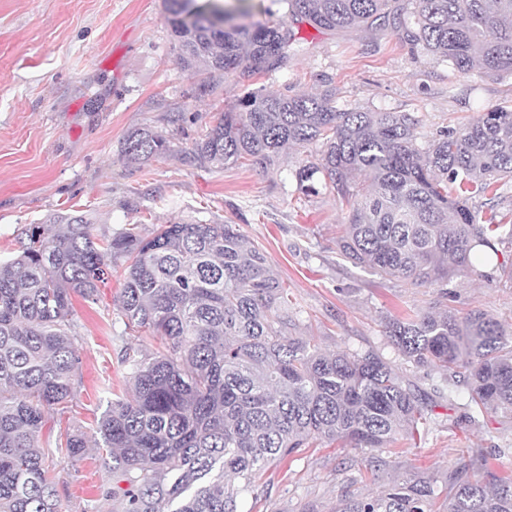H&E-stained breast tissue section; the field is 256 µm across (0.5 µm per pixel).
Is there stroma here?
Listing matches in <instances>:
<instances>
[{
  "label": "stroma",
  "instance_id": "1",
  "mask_svg": "<svg viewBox=\"0 0 512 512\" xmlns=\"http://www.w3.org/2000/svg\"><path fill=\"white\" fill-rule=\"evenodd\" d=\"M167 16L163 0H0V259L16 253L26 228L62 210L92 213L98 239L131 224L145 235L180 219L236 224L285 287L296 335L329 351L371 347L402 367L383 323L431 306L435 289L379 280L339 255L346 206L327 189L306 195L297 188L295 171L316 161V148H286L264 168L188 162L192 139L243 88L228 78L195 96L198 78L181 68ZM299 37L302 49L287 67L257 75L255 86L315 94L331 78L339 107L410 113L423 146L442 128L512 106V76L461 74L412 52L397 31L303 24ZM143 126L163 134L174 152L138 167L123 159L121 143ZM121 274L113 268L93 300L73 299L76 395L68 413L47 415L44 437H55L64 422L95 426L113 400L127 395L125 346L162 349L156 337L126 330L117 311ZM449 289L459 312L481 308L512 326V285L460 276ZM467 401L459 389L453 409H441L442 423L401 437L390 467L373 473L364 465L367 449H303L270 467L262 492L244 496L238 510L336 512L342 489L375 493L416 470L442 476L460 463L463 449L490 456L512 445V423L472 426L462 417ZM48 465L63 512H118L102 493L112 479L104 452L56 454Z\"/></svg>",
  "mask_w": 512,
  "mask_h": 512
}]
</instances>
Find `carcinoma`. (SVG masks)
Listing matches in <instances>:
<instances>
[{
	"mask_svg": "<svg viewBox=\"0 0 512 512\" xmlns=\"http://www.w3.org/2000/svg\"><path fill=\"white\" fill-rule=\"evenodd\" d=\"M291 23L251 21L249 10L218 0H164L180 65L244 86L283 69L296 52L294 27L393 28L460 73L479 67L512 75V0H282ZM318 96L245 89L203 129L188 152L200 166L267 165L290 145L319 143L300 166V190L324 187L349 205L340 255L382 279L437 289L435 306L393 316L385 335L415 372L439 382L425 391L373 348L327 352L292 330L288 300L265 253L235 224H162L94 241L88 214L57 212L26 232L17 255L0 260V512H61L41 445L45 413H65L78 365L72 295L95 296L106 271L124 267L118 314L126 328L161 337L166 352L124 350L131 395L112 403L92 433L67 429L55 452L83 455L89 440L112 454L106 496L120 512H238L270 466L316 442L367 448L366 465L399 437L432 421L438 401L460 387L474 424L512 420V330L489 312L445 304L448 281L482 275L478 266L512 244V108L496 107L425 147L406 112L336 104L331 79ZM150 127L131 131L121 153L145 165L169 154ZM491 197L487 216L472 206ZM47 224H61L52 234ZM448 470L443 484L421 472L376 494L349 491L338 512H512V475L481 450Z\"/></svg>",
	"mask_w": 512,
	"mask_h": 512,
	"instance_id": "1",
	"label": "carcinoma"
}]
</instances>
